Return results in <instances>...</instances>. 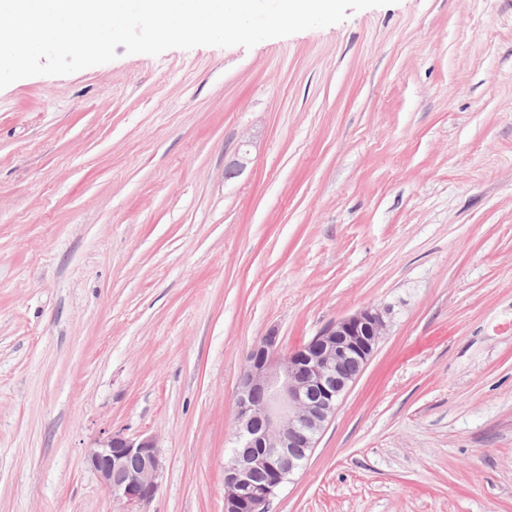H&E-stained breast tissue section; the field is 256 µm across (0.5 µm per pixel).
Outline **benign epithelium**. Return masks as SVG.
I'll use <instances>...</instances> for the list:
<instances>
[{
	"mask_svg": "<svg viewBox=\"0 0 512 512\" xmlns=\"http://www.w3.org/2000/svg\"><path fill=\"white\" fill-rule=\"evenodd\" d=\"M385 331L379 308L364 305L286 354L274 329L253 347L240 378L236 446L224 466V512H268ZM86 463L120 512H143L158 490L162 449L154 436L107 433L87 449Z\"/></svg>",
	"mask_w": 512,
	"mask_h": 512,
	"instance_id": "1",
	"label": "benign epithelium"
}]
</instances>
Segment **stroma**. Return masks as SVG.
<instances>
[{
    "mask_svg": "<svg viewBox=\"0 0 512 512\" xmlns=\"http://www.w3.org/2000/svg\"><path fill=\"white\" fill-rule=\"evenodd\" d=\"M0 89V512H224L239 378L388 331L270 512H512V0H397ZM86 463L120 512H142L158 490L162 449L153 436L107 433L87 449Z\"/></svg>",
    "mask_w": 512,
    "mask_h": 512,
    "instance_id": "stroma-1",
    "label": "stroma"
}]
</instances>
